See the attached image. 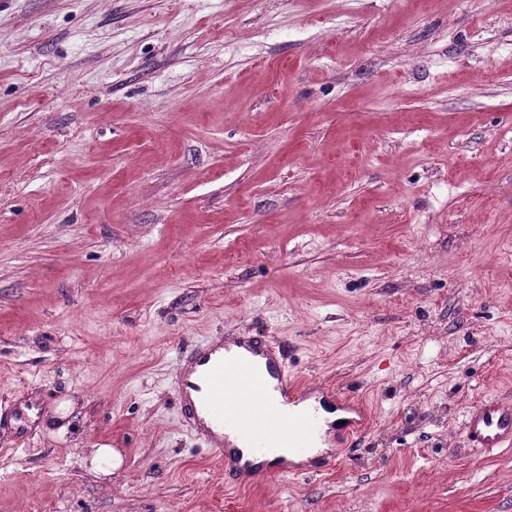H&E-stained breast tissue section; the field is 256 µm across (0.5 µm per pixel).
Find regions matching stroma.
<instances>
[{
	"instance_id": "stroma-1",
	"label": "stroma",
	"mask_w": 512,
	"mask_h": 512,
	"mask_svg": "<svg viewBox=\"0 0 512 512\" xmlns=\"http://www.w3.org/2000/svg\"><path fill=\"white\" fill-rule=\"evenodd\" d=\"M234 330L366 401L357 446L227 485L173 378ZM488 396L512 0H0V416L39 407L0 512H512V446L464 443ZM89 457L93 469L103 476H111L120 464L119 455L112 448H91Z\"/></svg>"
}]
</instances>
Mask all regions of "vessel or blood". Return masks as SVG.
<instances>
[{"instance_id":"vessel-or-blood-1","label":"vessel or blood","mask_w":512,"mask_h":512,"mask_svg":"<svg viewBox=\"0 0 512 512\" xmlns=\"http://www.w3.org/2000/svg\"><path fill=\"white\" fill-rule=\"evenodd\" d=\"M237 372L241 389L259 387L268 397L271 427L248 418H238L237 432L250 446L230 444L224 437V376ZM183 424L194 437L203 440L224 464V476L236 484H250L268 474L299 476V469L280 461L254 463L251 451L266 447L270 439H291L294 421L292 404L321 392L320 385L298 379L289 368L286 346L261 334L228 332L202 344L180 349L175 375ZM329 404L346 412L336 438L351 443L365 429L370 413L363 401L328 391ZM464 432L469 446L501 448L512 444V405L497 398L480 400L467 414Z\"/></svg>"}]
</instances>
